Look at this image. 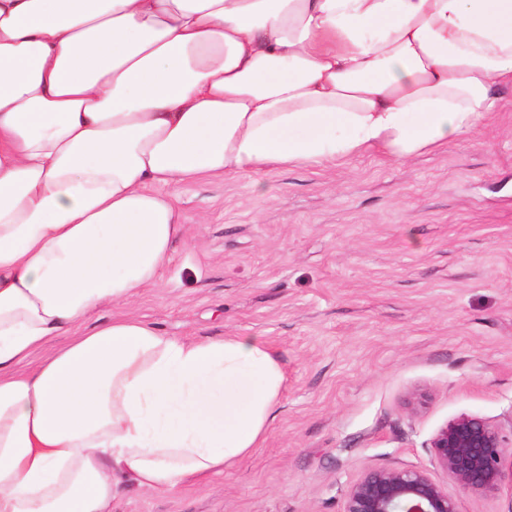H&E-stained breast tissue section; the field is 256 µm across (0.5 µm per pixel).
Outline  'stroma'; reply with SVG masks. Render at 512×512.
<instances>
[{
    "label": "stroma",
    "mask_w": 512,
    "mask_h": 512,
    "mask_svg": "<svg viewBox=\"0 0 512 512\" xmlns=\"http://www.w3.org/2000/svg\"><path fill=\"white\" fill-rule=\"evenodd\" d=\"M473 134L400 163L374 151L166 187L186 218L155 287L98 309L182 339L257 336L286 382L260 448L170 493L127 484L112 512H343L380 467L426 470L459 512L435 432L512 429V89Z\"/></svg>",
    "instance_id": "stroma-1"
}]
</instances>
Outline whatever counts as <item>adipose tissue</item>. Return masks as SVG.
I'll return each mask as SVG.
<instances>
[{"mask_svg":"<svg viewBox=\"0 0 512 512\" xmlns=\"http://www.w3.org/2000/svg\"><path fill=\"white\" fill-rule=\"evenodd\" d=\"M503 88L512 0H0V512H112L264 440L259 337L85 324L155 285L184 227L162 187L408 161Z\"/></svg>","mask_w":512,"mask_h":512,"instance_id":"ef3b65f1","label":"adipose tissue"}]
</instances>
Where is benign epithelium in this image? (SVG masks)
<instances>
[{"mask_svg": "<svg viewBox=\"0 0 512 512\" xmlns=\"http://www.w3.org/2000/svg\"><path fill=\"white\" fill-rule=\"evenodd\" d=\"M436 465L467 493L492 496L512 488V436L473 415L461 414L435 433ZM343 512H458L456 499L418 468L384 467L363 473L346 491Z\"/></svg>", "mask_w": 512, "mask_h": 512, "instance_id": "obj_1", "label": "benign epithelium"}]
</instances>
